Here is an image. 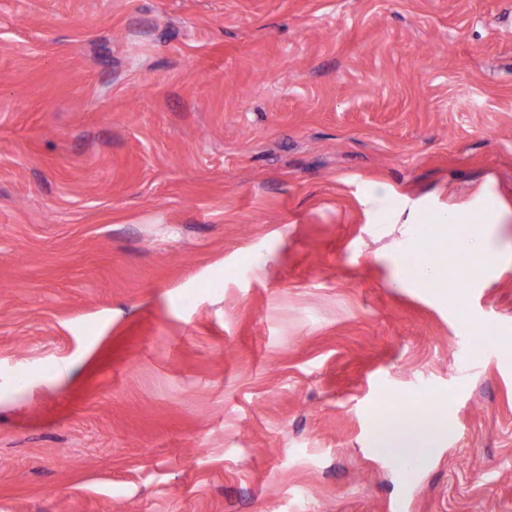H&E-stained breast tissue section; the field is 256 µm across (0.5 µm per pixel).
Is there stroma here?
<instances>
[{
    "label": "stroma",
    "mask_w": 512,
    "mask_h": 512,
    "mask_svg": "<svg viewBox=\"0 0 512 512\" xmlns=\"http://www.w3.org/2000/svg\"><path fill=\"white\" fill-rule=\"evenodd\" d=\"M491 202L512 0H0V512H512V267L392 265ZM423 423L417 424L408 422L406 415L400 412L394 414L391 425L378 427L376 442L381 451L388 452L393 448H424L433 446L439 439L447 434V421L433 419L428 421L425 429L420 430Z\"/></svg>",
    "instance_id": "obj_1"
}]
</instances>
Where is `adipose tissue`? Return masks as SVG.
Masks as SVG:
<instances>
[{
    "label": "adipose tissue",
    "mask_w": 512,
    "mask_h": 512,
    "mask_svg": "<svg viewBox=\"0 0 512 512\" xmlns=\"http://www.w3.org/2000/svg\"><path fill=\"white\" fill-rule=\"evenodd\" d=\"M430 220V226L421 236L427 258L418 263L411 276L406 273L404 258H396L399 280L410 279L419 286L438 288L447 283L449 274L471 265L480 266L487 273L512 265V249L495 245L491 240L492 229L499 220L496 210L487 211L479 227L464 236L459 235L458 228L468 222V215L438 213L431 215ZM447 431V422L433 419L422 428L409 423L405 414L398 412L392 424L379 427L376 442L384 452L394 448H424L433 446Z\"/></svg>",
    "instance_id": "ef3b65f1"
}]
</instances>
